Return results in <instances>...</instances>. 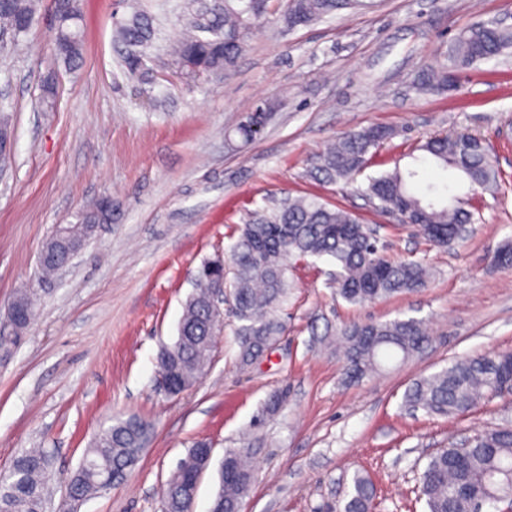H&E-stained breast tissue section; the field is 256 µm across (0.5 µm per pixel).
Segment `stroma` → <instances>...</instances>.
<instances>
[{
  "label": "stroma",
  "instance_id": "1",
  "mask_svg": "<svg viewBox=\"0 0 512 512\" xmlns=\"http://www.w3.org/2000/svg\"><path fill=\"white\" fill-rule=\"evenodd\" d=\"M180 0H76L83 51L60 61L48 41L55 0H38L28 38L0 37V111L14 130L0 164V329L21 291L35 300L28 330L0 347V471L21 452L51 455L56 512L85 448L138 415L153 434L127 479L80 512H163L162 490L195 441L213 446L194 510L208 512L227 450L255 443L242 512H340L354 475L376 489L375 512H424L419 475L437 449L512 426V396L448 418L402 406L417 379L456 357L512 351V268L493 257L512 241V55L478 63L459 91L422 95L413 81L480 20L512 25V0H367L289 30L277 14L254 25L232 74L181 75L168 53L188 21ZM145 11L156 36L140 74L124 64L118 20ZM281 103L261 140L236 150L225 133L262 100ZM371 124L396 135L353 180L323 184L308 171L327 143ZM467 130L497 161V191H449L474 214L466 241L430 248L362 196L369 177L408 167L421 138ZM310 196L377 228L383 253L423 260L432 277L415 294L362 306L337 296L327 259L289 258L286 329L254 367L237 364L236 320L224 316L209 369L176 396L157 390L156 358L173 343L201 263L224 254L232 227L271 200ZM112 201L69 265L43 281L39 257L59 226L93 201ZM424 320L431 342L404 363L347 383L342 360L312 326ZM284 393L278 412L267 411Z\"/></svg>",
  "mask_w": 512,
  "mask_h": 512
}]
</instances>
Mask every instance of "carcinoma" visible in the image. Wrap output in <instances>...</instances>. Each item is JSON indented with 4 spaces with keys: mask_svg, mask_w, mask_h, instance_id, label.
Listing matches in <instances>:
<instances>
[{
    "mask_svg": "<svg viewBox=\"0 0 512 512\" xmlns=\"http://www.w3.org/2000/svg\"><path fill=\"white\" fill-rule=\"evenodd\" d=\"M359 0H282L280 20L290 30L307 26L351 9ZM190 31L172 48L174 61L188 75L232 72L244 49L248 30L269 13V0H213L195 5L190 0ZM34 16L31 0H8L0 8V28L13 35L29 34L25 21ZM56 55L68 66L78 63L81 38L70 19L59 20ZM118 39L128 46H143L153 35L150 17L135 13L116 27ZM512 48V29L493 21H480L462 30L448 52L423 68L419 89L445 93L460 72L475 63L495 58ZM266 127L246 119L227 134L230 146L251 144ZM395 136L393 128L371 125L350 130L321 153L310 177L324 183L349 180L369 164L373 150ZM442 171L460 176L469 188L497 185L498 171L485 142L468 132L434 135L416 146ZM447 185L422 184L417 169L399 168L369 179L365 196L378 201L382 211L399 216L418 228L430 245L449 249L459 244L452 238L456 224H469L473 214L458 195H445ZM81 223L112 222V210L97 201L80 213ZM228 257L232 312L239 322L238 364L247 369L271 348L282 334L280 316L288 296L289 256L326 258L336 266V294L345 301L364 305L384 297L413 293L426 287L431 271L420 260L390 259L382 254L372 230L360 218L314 198L296 197L288 204L254 213L237 226ZM51 260L43 271H56L65 254L56 235L43 246ZM222 268L202 264L195 291L184 304L177 339L158 355V372L171 382V394L193 387L209 366L215 347L214 329L219 315L210 304L212 289ZM330 341L343 356V375L349 382L382 371L386 364L401 362L422 351L430 342L424 324L414 318L357 321L334 331ZM512 385V352L479 353L453 359L440 370L412 383L405 404L428 414L455 417L500 394ZM153 433L146 419L116 418L85 449L68 478L69 512L101 491L106 481L122 483L137 464ZM199 440L188 450L185 465L177 467L165 486L164 512H188L189 489L196 469L210 462L201 458ZM252 449L233 450L224 456L219 472L222 489L215 504L224 512L241 507L252 484ZM50 458L43 451L24 452L10 469L0 473V512H43L46 506ZM420 493L427 512H476L488 502L512 500V428H497L471 437L467 444L450 445L432 454L420 475ZM376 497L365 477H353L343 512H369Z\"/></svg>",
    "mask_w": 512,
    "mask_h": 512,
    "instance_id": "carcinoma-1",
    "label": "carcinoma"
}]
</instances>
